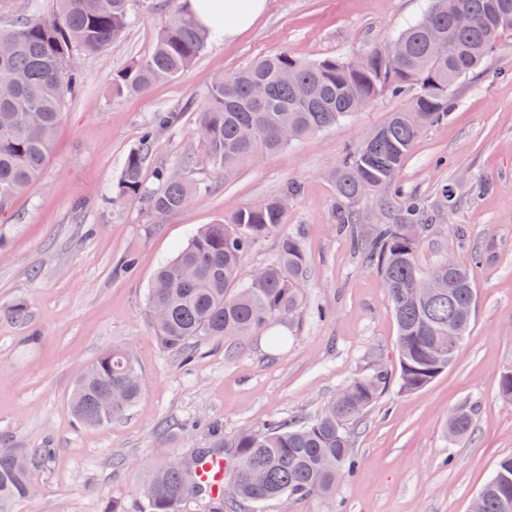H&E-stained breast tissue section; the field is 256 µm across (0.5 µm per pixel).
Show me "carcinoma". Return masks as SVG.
<instances>
[{
  "label": "carcinoma",
  "mask_w": 512,
  "mask_h": 512,
  "mask_svg": "<svg viewBox=\"0 0 512 512\" xmlns=\"http://www.w3.org/2000/svg\"><path fill=\"white\" fill-rule=\"evenodd\" d=\"M50 16L25 18L0 29V214L31 187L50 155L65 101L83 80L74 51L96 56L116 42L133 19L134 0H55ZM474 18L465 30L454 27L448 0H428L420 19L388 46L367 47L361 57L302 61L279 53L215 80L199 112L198 134L212 169L232 175L258 152H276L340 124L377 97L414 90L408 106L393 112L384 125L348 147L331 174L340 224L351 247L367 267L382 276L397 326L398 374L382 366L348 381L321 412L310 419L275 421L261 433L249 429L225 441L210 424L215 448L233 449L228 492L212 502L224 512L225 500L255 505L284 496L334 498L336 486L355 469L350 425L372 407L391 381L398 391L419 390L453 363L448 326L463 340L471 323L477 289L467 266L448 270L442 262L426 270L417 259L420 235L428 224L413 199L400 204L394 224H375L368 235L351 220L354 208L372 191L395 182L421 131L448 118L453 88L480 67L486 56L512 36V0H456ZM208 42L207 33L187 12H176L160 33L154 51L112 76L117 95L143 93L161 80L185 71ZM264 83L268 96L259 106L254 86ZM145 154L134 150L124 159L112 203L144 199L157 217L184 207L192 194L206 190L170 170L158 173L154 189L145 186ZM288 186L264 203L238 209L199 230L157 271L147 295L148 311L164 312L152 321L161 346L190 357L203 340H240L302 309L307 278L300 238L283 235L275 262L241 277V266L255 243L284 224ZM458 288L448 291V278ZM110 386L122 400L107 402ZM145 379L133 356L113 347L100 354L75 382L70 408L78 422L100 425L123 414L139 399ZM474 409L462 407L448 419L447 436L470 434ZM51 449L20 457L0 448V512L26 497L31 476L43 470ZM199 457L155 469L145 496L147 512H181L200 490L195 481ZM482 512H512V456L502 458L478 493Z\"/></svg>",
  "instance_id": "carcinoma-1"
}]
</instances>
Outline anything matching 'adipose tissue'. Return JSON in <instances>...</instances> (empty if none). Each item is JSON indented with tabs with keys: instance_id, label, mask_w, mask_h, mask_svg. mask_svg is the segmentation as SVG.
<instances>
[{
	"instance_id": "adipose-tissue-1",
	"label": "adipose tissue",
	"mask_w": 512,
	"mask_h": 512,
	"mask_svg": "<svg viewBox=\"0 0 512 512\" xmlns=\"http://www.w3.org/2000/svg\"><path fill=\"white\" fill-rule=\"evenodd\" d=\"M269 0H187L186 9L210 37L227 41L263 14Z\"/></svg>"
}]
</instances>
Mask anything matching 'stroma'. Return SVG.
I'll list each match as a JSON object with an SVG mask.
<instances>
[{
	"instance_id": "stroma-1",
	"label": "stroma",
	"mask_w": 512,
	"mask_h": 512,
	"mask_svg": "<svg viewBox=\"0 0 512 512\" xmlns=\"http://www.w3.org/2000/svg\"><path fill=\"white\" fill-rule=\"evenodd\" d=\"M183 0H135V21L99 56L80 59L85 83L68 101L50 158L38 180L0 214V448L54 456L13 512H143L152 470L208 448V422L225 435L314 416L336 391L377 366L397 369L396 326L376 269L362 266L336 230L337 200L328 175L349 145L405 108L410 94L383 95L349 120L274 154L259 155L231 176L215 172L196 133L215 78L256 58L285 53L303 61L354 55L392 41L421 16L424 0H270L234 39L211 42L178 77L147 92L118 96L112 76L147 58ZM446 121L426 128L394 186L356 209L363 225L395 223L392 199L412 197L430 228L417 257L429 269L448 257L469 261L477 302L454 363L422 389L389 387L355 426L353 476L336 490L337 512H470L497 462L512 454V405L499 387L512 370V39L454 89ZM175 122L151 142L155 113ZM147 148L143 179L156 187L165 165L208 184L181 210L153 216L141 200L110 205L126 155ZM192 167H184L185 157ZM484 182L472 199L470 181ZM295 183L279 234L261 239L241 275L276 260L280 234L299 237L308 278L303 309L285 348L266 332L202 342L191 360L155 339L146 310L154 273L192 235L237 209L256 206ZM454 199H447V192ZM134 256L125 272L120 262ZM25 308L19 321L9 309ZM328 311L318 318L317 308ZM121 346L146 379L139 401L120 418L79 426L69 398L79 371ZM476 407L470 435L449 443V413Z\"/></svg>"
}]
</instances>
